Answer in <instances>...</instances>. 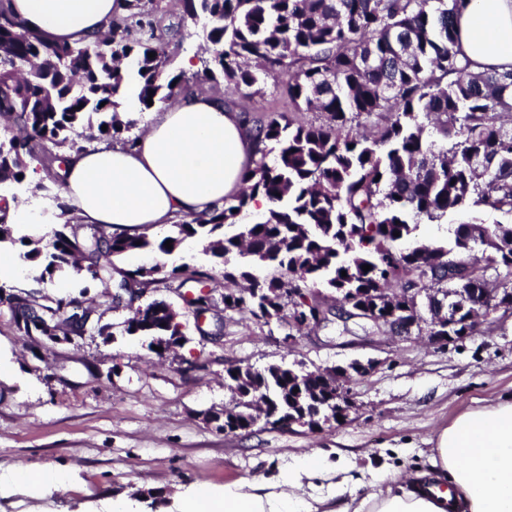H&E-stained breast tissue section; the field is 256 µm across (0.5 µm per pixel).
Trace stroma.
Instances as JSON below:
<instances>
[{
    "label": "stroma",
    "mask_w": 512,
    "mask_h": 512,
    "mask_svg": "<svg viewBox=\"0 0 512 512\" xmlns=\"http://www.w3.org/2000/svg\"><path fill=\"white\" fill-rule=\"evenodd\" d=\"M170 36L173 70L197 53L201 27L181 25L177 0H158ZM511 218L470 207L438 223L418 225L414 241L454 245L464 223L493 225ZM179 313L187 336L176 359H159L148 343L127 335V310L105 314L109 338L86 335L52 349L21 336L7 307H0V473L14 468L56 467L71 476L67 491L39 497L22 492L0 497V512H89L103 501H123L131 512H178V493L238 483L254 473L276 479L296 466L308 448L328 457L343 453L351 468L349 490L369 491L372 473L425 467L430 440L476 399L512 392V317L481 325L472 336L429 344L425 335H338L335 326L304 332L284 347L287 322L263 324L228 313L220 339L204 338L180 296L148 291ZM376 361L354 377L355 407L346 421L318 433L256 428L227 435L203 414L228 404L227 368L261 370L285 362L307 369Z\"/></svg>",
    "instance_id": "obj_1"
}]
</instances>
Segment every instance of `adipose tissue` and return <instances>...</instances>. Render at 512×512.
<instances>
[{"label": "adipose tissue", "instance_id": "1", "mask_svg": "<svg viewBox=\"0 0 512 512\" xmlns=\"http://www.w3.org/2000/svg\"><path fill=\"white\" fill-rule=\"evenodd\" d=\"M49 41L88 45L120 12V0H0ZM460 58L473 71L512 69V0H458ZM261 157L242 115L197 92L158 104L135 147L103 143L71 153L62 195L87 224L129 231L162 228L176 217L232 200L242 175ZM428 466L401 476L380 472L376 491L352 497L337 512H512V394L480 400L439 429ZM317 451L270 483L262 476L197 487L182 512H329L307 488L341 473ZM69 473L16 468L0 474V493L47 496L67 487Z\"/></svg>", "mask_w": 512, "mask_h": 512}]
</instances>
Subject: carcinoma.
I'll list each match as a JSON object with an SVG mask.
<instances>
[{
	"instance_id": "cac0c4a2",
	"label": "carcinoma",
	"mask_w": 512,
	"mask_h": 512,
	"mask_svg": "<svg viewBox=\"0 0 512 512\" xmlns=\"http://www.w3.org/2000/svg\"><path fill=\"white\" fill-rule=\"evenodd\" d=\"M458 0H180V22L204 21L205 55L192 76L171 68L169 29L155 19L153 0H122L123 12L92 46L51 43L0 9V191L22 183L35 162L63 185L64 152L91 141L132 145L123 132L128 95L142 108L175 100L198 84L222 80L241 97L264 95L260 79L282 84L290 101L319 113L297 123L269 109L250 124L261 158L242 176L233 201L208 212L176 217L161 239L106 231L75 217L48 242L20 233L9 208H0V247L16 243L28 275L37 281L83 271L105 288L107 307L87 304L61 312L74 298H49L33 289L0 285L16 301L19 318L40 314L77 333L108 335L104 315L135 308L125 322L130 336H181L180 322L155 299L133 305L129 288L148 292L192 284V311L247 313L265 324L286 317L289 306L323 296L355 311L372 305L381 314L403 309L402 320L423 311L451 336L470 335L468 288H500L512 297V224H460L454 248L419 243L404 249L422 222L441 221L469 206L512 216V70L470 71L455 50ZM155 57H148V53ZM107 130H102V126ZM275 161L268 164L269 153ZM266 210L240 222L256 196ZM172 241V248L165 247ZM188 240L203 245L224 279L247 286L216 300L212 270L167 269L165 256ZM150 251L149 267L121 269L113 258ZM371 269L364 271L362 266ZM255 266L273 270L258 279ZM346 275H341V272ZM394 288H422L419 305L401 304ZM303 380L286 364L263 370L232 366L228 388L238 403L224 407V426L252 432L251 403L267 404L269 426L289 419L315 423L336 412V372ZM298 392H293V389Z\"/></svg>"
}]
</instances>
